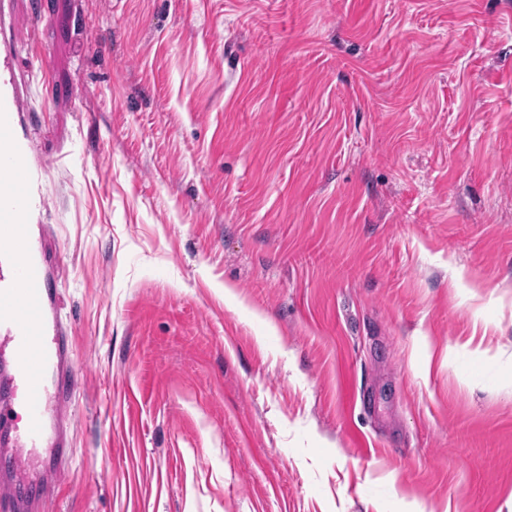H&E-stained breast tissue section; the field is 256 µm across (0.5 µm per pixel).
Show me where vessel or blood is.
Returning <instances> with one entry per match:
<instances>
[{
	"instance_id": "vessel-or-blood-1",
	"label": "vessel or blood",
	"mask_w": 512,
	"mask_h": 512,
	"mask_svg": "<svg viewBox=\"0 0 512 512\" xmlns=\"http://www.w3.org/2000/svg\"><path fill=\"white\" fill-rule=\"evenodd\" d=\"M14 0H0V444L15 451L0 470V493L23 505L48 493L47 482L20 483L25 450L50 447L65 457L63 432L76 390L66 331L55 313L54 278L41 250L39 218L49 203L44 164L22 120L28 103L12 48L33 41L11 25Z\"/></svg>"
}]
</instances>
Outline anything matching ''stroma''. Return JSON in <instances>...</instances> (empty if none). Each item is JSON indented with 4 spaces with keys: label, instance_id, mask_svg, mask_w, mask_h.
Masks as SVG:
<instances>
[{
    "label": "stroma",
    "instance_id": "1",
    "mask_svg": "<svg viewBox=\"0 0 512 512\" xmlns=\"http://www.w3.org/2000/svg\"><path fill=\"white\" fill-rule=\"evenodd\" d=\"M17 2L79 366L32 512H512V0Z\"/></svg>",
    "mask_w": 512,
    "mask_h": 512
}]
</instances>
